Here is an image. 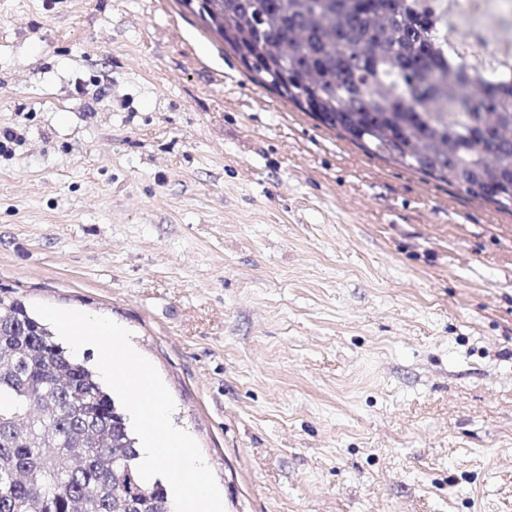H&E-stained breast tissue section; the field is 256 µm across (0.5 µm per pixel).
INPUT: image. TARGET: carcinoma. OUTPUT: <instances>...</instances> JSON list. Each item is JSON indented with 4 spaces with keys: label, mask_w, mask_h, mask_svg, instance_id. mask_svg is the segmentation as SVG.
I'll return each instance as SVG.
<instances>
[{
    "label": "carcinoma",
    "mask_w": 512,
    "mask_h": 512,
    "mask_svg": "<svg viewBox=\"0 0 512 512\" xmlns=\"http://www.w3.org/2000/svg\"><path fill=\"white\" fill-rule=\"evenodd\" d=\"M201 19L261 84L365 153L512 213V84L448 66V0H221ZM0 512H172L125 416L26 304L0 297ZM91 434H104L99 445Z\"/></svg>",
    "instance_id": "1"
}]
</instances>
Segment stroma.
<instances>
[{"label": "stroma", "mask_w": 512, "mask_h": 512, "mask_svg": "<svg viewBox=\"0 0 512 512\" xmlns=\"http://www.w3.org/2000/svg\"><path fill=\"white\" fill-rule=\"evenodd\" d=\"M0 287L116 321L225 512H512V214L370 156L180 0H0Z\"/></svg>", "instance_id": "obj_1"}]
</instances>
